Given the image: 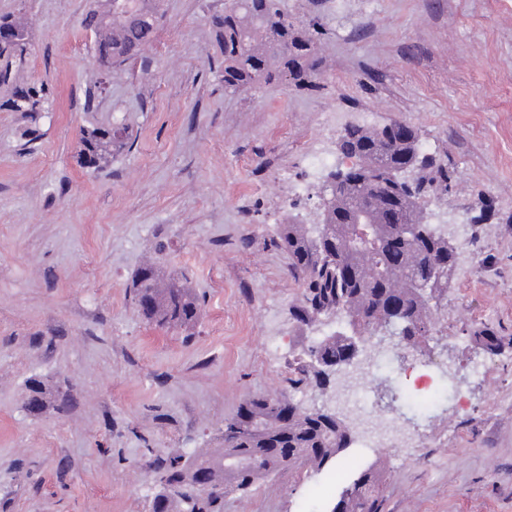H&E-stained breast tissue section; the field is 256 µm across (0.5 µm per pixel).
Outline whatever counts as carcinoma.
I'll return each mask as SVG.
<instances>
[{
	"mask_svg": "<svg viewBox=\"0 0 512 512\" xmlns=\"http://www.w3.org/2000/svg\"><path fill=\"white\" fill-rule=\"evenodd\" d=\"M161 18L160 0H129L111 26L100 24L97 9L86 15L82 25L95 35L99 63L114 68L135 58L151 42ZM6 25L17 42L0 46V61L5 62L0 68V86L10 84V67L23 62L27 51L28 33L23 24L13 17ZM214 42L223 56L224 89L229 92L276 80L307 85L304 75L312 69L314 36L288 20L279 0L269 4L230 0L224 15L217 17ZM52 105L43 86L34 88L24 101L8 98L3 102L32 123ZM82 140L99 162L126 146L125 137L108 138L99 126L84 130ZM339 150L357 158L359 164L335 171L338 183L324 195L321 222L278 225L276 244L288 252L292 271L304 283L297 317L309 320L346 305L350 317L356 319L353 326L372 331L377 324L394 319L413 345H419L433 329L429 300L406 284L424 275L433 258L454 264V254L448 239L421 223L417 201L392 186L388 178L391 165L417 156V132L411 127L396 132L390 124L378 130L350 127L340 138ZM357 212L369 226L366 237L347 224ZM394 219L413 224L416 233L392 249L399 228L392 223ZM134 298L142 314L159 327L187 326L199 315L190 290L163 283L150 266L141 270ZM322 351L339 364L347 346L333 333ZM350 442L351 430L324 410H305L277 394L249 397L224 418L222 448L186 459L181 454L170 458L165 478L171 490L153 497L151 512H188L198 472L214 484L215 494L199 502L196 512H224L226 493H247L280 468L281 449H288V465L321 471L332 466ZM229 456L247 465L228 472L225 459ZM384 490L382 470L371 466L352 480L329 512H382Z\"/></svg>",
	"mask_w": 512,
	"mask_h": 512,
	"instance_id": "1",
	"label": "carcinoma"
}]
</instances>
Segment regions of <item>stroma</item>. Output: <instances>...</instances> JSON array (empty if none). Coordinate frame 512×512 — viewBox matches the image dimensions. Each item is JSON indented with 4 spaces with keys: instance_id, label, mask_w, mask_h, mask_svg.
I'll return each mask as SVG.
<instances>
[{
    "instance_id": "stroma-1",
    "label": "stroma",
    "mask_w": 512,
    "mask_h": 512,
    "mask_svg": "<svg viewBox=\"0 0 512 512\" xmlns=\"http://www.w3.org/2000/svg\"><path fill=\"white\" fill-rule=\"evenodd\" d=\"M225 3L161 0L147 52L106 69L81 24L91 0H0L29 30L21 80L54 98L31 143L0 108V512H151L158 460L217 448L251 395L358 430L340 402L355 367L321 387L301 379L308 347L347 318H297L303 283L273 238L286 220H321L313 152L396 120L448 174L420 198L424 222L456 227L429 341L360 356L377 364L360 403L383 408L410 446L352 443L335 469L285 467L228 493L224 512H326L374 464L388 476L383 512H512V0H281L295 23L321 25L315 84L237 93L213 43ZM113 117L128 146L83 166L82 130ZM148 263L192 289L194 325L137 311L131 287ZM484 327L495 352L471 340ZM411 355L437 374L426 409L404 387ZM32 377L66 393L65 411L25 410Z\"/></svg>"
}]
</instances>
